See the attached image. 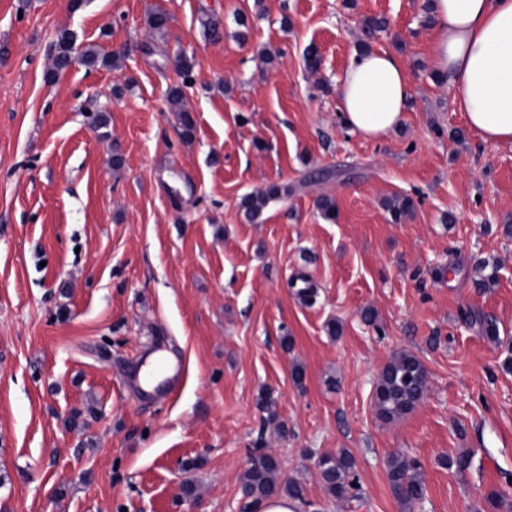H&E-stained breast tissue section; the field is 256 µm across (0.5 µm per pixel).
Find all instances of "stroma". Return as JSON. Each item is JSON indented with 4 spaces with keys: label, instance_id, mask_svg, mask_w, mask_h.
<instances>
[{
    "label": "stroma",
    "instance_id": "stroma-1",
    "mask_svg": "<svg viewBox=\"0 0 512 512\" xmlns=\"http://www.w3.org/2000/svg\"><path fill=\"white\" fill-rule=\"evenodd\" d=\"M428 2L0 0L6 512H258L240 478L259 448L304 484L302 512H403L396 455L421 465L414 512L512 500V144L469 130L453 84L436 81ZM368 17L388 21L370 40ZM63 31L120 54L117 67L78 61L46 80ZM367 47L397 55L411 90L380 140L339 118L336 81ZM180 54L189 139L166 99ZM274 183L292 194L249 219L243 197ZM406 195L414 208L395 218L386 201ZM486 272L493 287L475 288ZM155 342L184 374L144 399L129 376ZM400 350L424 363L428 391L387 424L373 391ZM342 448L358 482L347 503L315 467ZM463 452L460 472L449 461Z\"/></svg>",
    "mask_w": 512,
    "mask_h": 512
}]
</instances>
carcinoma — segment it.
Here are the masks:
<instances>
[{"label":"carcinoma","mask_w":512,"mask_h":512,"mask_svg":"<svg viewBox=\"0 0 512 512\" xmlns=\"http://www.w3.org/2000/svg\"><path fill=\"white\" fill-rule=\"evenodd\" d=\"M56 55L53 68L46 74V79H55L62 71L68 69L76 53L72 36L62 32L55 44ZM84 65L109 67L116 65V58L99 55L88 49L80 54ZM182 81L169 87L167 100L179 112L182 134L190 138L194 132V120L185 108L184 89L192 69L190 58L181 54L177 57ZM289 194L288 186L272 184L263 191L244 198L243 207L246 214L254 218L265 205ZM427 390V369L414 354L400 351L383 367L378 377L375 394L376 413L380 420L392 423L412 412L422 401ZM355 462L346 449L322 455L317 465V474L328 494L340 501L357 498V484L354 478ZM280 463L270 453H264L258 460L250 463L243 474L242 483L246 495L259 502L267 497L286 494L302 501L305 497L304 486L297 481L279 480ZM387 480L393 493L401 502L404 512H414L415 504L425 494V485L417 466L401 457H393L388 463Z\"/></svg>","instance_id":"carcinoma-1"}]
</instances>
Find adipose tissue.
<instances>
[{"mask_svg": "<svg viewBox=\"0 0 512 512\" xmlns=\"http://www.w3.org/2000/svg\"><path fill=\"white\" fill-rule=\"evenodd\" d=\"M431 7L435 74L457 88V105L473 131L512 144V0H432ZM338 96L351 133L385 138L405 117V67L386 50L355 52Z\"/></svg>", "mask_w": 512, "mask_h": 512, "instance_id": "obj_1", "label": "adipose tissue"}]
</instances>
